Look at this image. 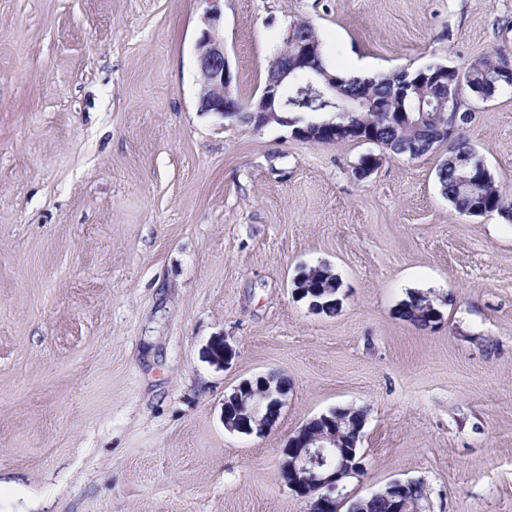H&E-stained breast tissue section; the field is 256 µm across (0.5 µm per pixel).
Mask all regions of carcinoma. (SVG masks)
I'll list each match as a JSON object with an SVG mask.
<instances>
[{"label": "carcinoma", "mask_w": 512, "mask_h": 512, "mask_svg": "<svg viewBox=\"0 0 512 512\" xmlns=\"http://www.w3.org/2000/svg\"><path fill=\"white\" fill-rule=\"evenodd\" d=\"M497 67L498 60L487 55L465 70L469 88L477 92V97L488 99L508 86L506 82L495 85L487 82L488 72ZM402 80L400 69L373 76H336V111L330 120L338 127L362 131L363 137L370 142L397 155L416 158L444 145L450 156H473V176L467 186L461 184L453 167L438 168L437 178L442 194L460 213L469 214L480 204L484 207L481 214L496 212L511 221L512 202L506 199L483 160L471 147L466 136L468 122L460 121L453 138H448L441 133L443 116L427 105L428 100L440 94L438 87L431 82L419 85L416 100L411 104L395 97ZM326 109L328 104L323 99L304 90L293 95V102L288 105V120L300 124L304 121L303 114ZM302 286L339 291L342 281L329 265L321 263L308 269ZM429 299L430 295L419 291L409 293L404 301L407 321L419 328H428L425 306Z\"/></svg>", "instance_id": "carcinoma-1"}]
</instances>
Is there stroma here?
I'll return each instance as SVG.
<instances>
[{
	"label": "stroma",
	"instance_id": "obj_1",
	"mask_svg": "<svg viewBox=\"0 0 512 512\" xmlns=\"http://www.w3.org/2000/svg\"><path fill=\"white\" fill-rule=\"evenodd\" d=\"M205 8L0 0V512H307L280 450L339 406L366 412L351 493L412 479L426 512H512V223L455 210L446 149L199 112ZM223 10L244 101L298 20L341 73L512 64V0ZM473 107L469 142L512 193V88ZM319 263L343 282L333 317L293 294ZM412 291L435 328L400 318ZM272 370L290 390L271 432L227 431L225 395Z\"/></svg>",
	"mask_w": 512,
	"mask_h": 512
}]
</instances>
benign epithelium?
Instances as JSON below:
<instances>
[{
  "label": "benign epithelium",
  "mask_w": 512,
  "mask_h": 512,
  "mask_svg": "<svg viewBox=\"0 0 512 512\" xmlns=\"http://www.w3.org/2000/svg\"><path fill=\"white\" fill-rule=\"evenodd\" d=\"M205 8L201 35L196 43V65L199 75V108L225 118L251 108L258 112L255 128L259 129L276 118V113L288 109V90L300 81L316 84L320 71L316 70L317 43L314 40L298 41L288 55L276 56L269 65V79L264 85L258 102H242L234 92V76L224 53L223 0H204ZM434 84L442 96L435 108L448 112V134H453L455 124L472 119V113L462 111L467 86L459 82L448 85L447 76L440 70L434 72ZM288 388L267 375L241 380L224 397V428L244 435L253 433L262 437L275 424L261 410L280 412L286 402ZM345 419L332 409L314 417L289 434L281 448L278 461L282 485L308 503V512H355L351 505L354 496L344 491L349 478L361 477L365 472L363 456L355 451L336 448L341 437V424ZM412 480H393L373 496L396 499V512H425L422 500L408 496Z\"/></svg>",
  "instance_id": "benign-epithelium-1"
}]
</instances>
